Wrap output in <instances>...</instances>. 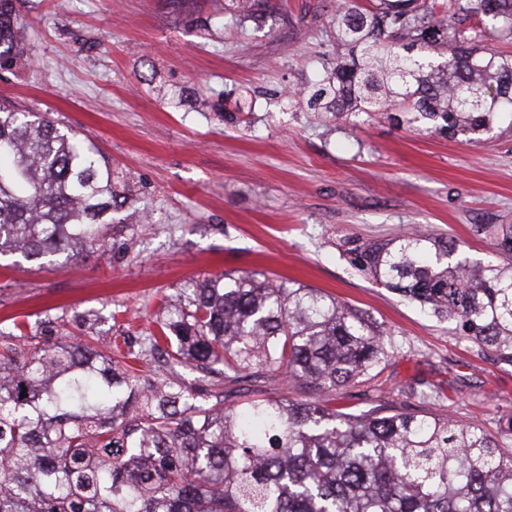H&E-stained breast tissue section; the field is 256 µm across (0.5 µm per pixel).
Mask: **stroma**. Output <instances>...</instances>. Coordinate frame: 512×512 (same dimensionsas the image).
<instances>
[{"mask_svg": "<svg viewBox=\"0 0 512 512\" xmlns=\"http://www.w3.org/2000/svg\"><path fill=\"white\" fill-rule=\"evenodd\" d=\"M261 25L224 24V0H20L24 62L0 69V100L91 138L135 195L112 212L106 253L39 264L0 258V333L96 319L120 359L195 281L253 271L291 279L368 314L384 331L380 373L343 392L349 411L435 407L492 435L512 428V366L355 271L345 237L425 227L493 257L481 224H512V126L470 146L387 116L339 125L282 97L335 47L336 0H270ZM247 92L244 119L171 108L166 88Z\"/></svg>", "mask_w": 512, "mask_h": 512, "instance_id": "stroma-1", "label": "stroma"}]
</instances>
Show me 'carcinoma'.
Instances as JSON below:
<instances>
[{"label":"carcinoma","instance_id":"1","mask_svg":"<svg viewBox=\"0 0 512 512\" xmlns=\"http://www.w3.org/2000/svg\"><path fill=\"white\" fill-rule=\"evenodd\" d=\"M232 22L264 0H231ZM17 0H0V69L21 52ZM336 56L299 92L340 122L398 123L478 144L512 125V0H342ZM127 177L97 145L0 104V255L51 263L107 250L101 228ZM482 231L506 259L471 260L435 234L345 242L351 265L448 318L512 365V224ZM148 346L212 385L284 376L320 399L260 390L235 405L150 378L53 333L0 338V512H512V454L477 425L432 410L346 413L336 393L385 364L383 331L316 288L255 273L174 296Z\"/></svg>","mask_w":512,"mask_h":512}]
</instances>
